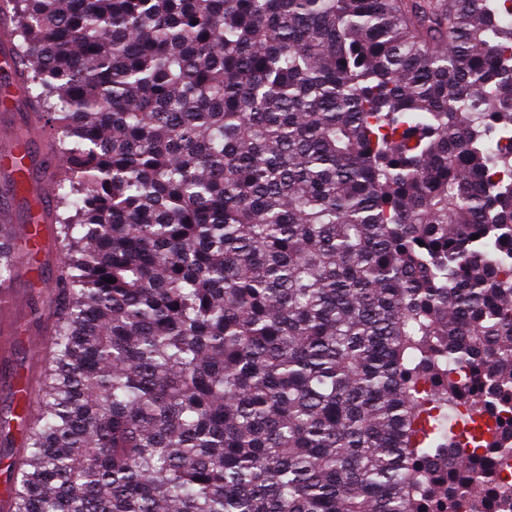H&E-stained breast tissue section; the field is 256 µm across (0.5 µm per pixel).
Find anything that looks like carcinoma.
Listing matches in <instances>:
<instances>
[{"label":"carcinoma","instance_id":"cac0c4a2","mask_svg":"<svg viewBox=\"0 0 512 512\" xmlns=\"http://www.w3.org/2000/svg\"><path fill=\"white\" fill-rule=\"evenodd\" d=\"M5 2L63 259L12 512H512V0Z\"/></svg>","mask_w":512,"mask_h":512}]
</instances>
